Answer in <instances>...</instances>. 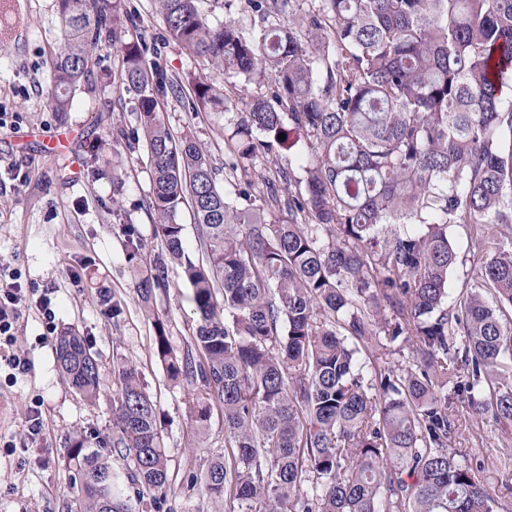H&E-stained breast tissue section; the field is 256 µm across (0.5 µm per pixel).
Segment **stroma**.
<instances>
[{"label":"stroma","instance_id":"35a3bbf8","mask_svg":"<svg viewBox=\"0 0 512 512\" xmlns=\"http://www.w3.org/2000/svg\"><path fill=\"white\" fill-rule=\"evenodd\" d=\"M22 37L0 50V112H15L17 122L0 127V167L22 165L23 186L0 185V261L24 280L46 290L51 318L36 304L23 308L12 344L0 354L18 353L30 360L20 374L0 365V512H66L72 498L66 450L75 434L97 447L112 432L113 371L134 365L156 406L169 459L171 489L159 512H224L222 502L188 489L203 477L224 450V412L213 404L204 436L192 423V396L199 380L171 381L152 351L157 327H164L178 355H186L196 326L192 289L182 270L165 263V285L150 302L137 289L142 276L164 261L154 235L155 217L146 202L151 172L145 148H131L124 133L137 125V100L122 83L127 43L146 46L147 69L160 68L186 95L204 82L230 100L271 97V83L229 84L188 49L167 37L155 0H111L126 22L116 38L97 49L78 84L68 111L51 103L52 53L64 39L57 0H18ZM212 21L231 22L245 36L259 33V18L248 0H199ZM165 122L174 137L193 138L211 154L218 185L257 181L260 173L288 166L294 152L281 148L224 166V146L235 130L236 116L224 110L189 111L184 98L163 100ZM142 241L129 260L124 225ZM470 227L452 224L448 237L458 264L448 276V296L472 287ZM120 315H113V303ZM72 329L84 336L102 374L96 399L77 393L58 371L54 338ZM461 428L453 446L467 460L479 461L495 499V512H512V470L496 469L492 456L512 452V431H502L491 415L471 412L457 397ZM38 415L42 431L36 442L26 437L25 422Z\"/></svg>","mask_w":512,"mask_h":512}]
</instances>
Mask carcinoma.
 <instances>
[{
	"label": "carcinoma",
	"mask_w": 512,
	"mask_h": 512,
	"mask_svg": "<svg viewBox=\"0 0 512 512\" xmlns=\"http://www.w3.org/2000/svg\"><path fill=\"white\" fill-rule=\"evenodd\" d=\"M248 0L264 26L248 38L214 23L197 0H156L168 38L273 101L244 103L226 143L237 158L304 141L303 177L280 168L221 191L212 159L177 143L152 79L129 43L123 84L151 165L155 237L180 265L199 314L197 357H179L163 326L153 352L170 379L199 378L195 428L224 410V455L203 492L224 512H494L495 500L449 442L453 408L512 430V0ZM64 42L51 102L68 110L89 58L122 25L108 0H59ZM230 101L207 83L191 109ZM284 139H279V136ZM304 185L283 200L275 181ZM190 204L201 260L185 252L176 215ZM286 211L278 216L275 211ZM468 224L481 255L475 287L448 304L457 253L448 225ZM164 266L142 278L149 300ZM408 364H392L396 343ZM58 369L83 397L101 388L97 358L73 330L54 339ZM453 386H448V379ZM103 449L68 450L74 512H133L161 502L168 458L157 410L132 365L114 375ZM122 470L112 466V456Z\"/></svg>",
	"instance_id": "1"
}]
</instances>
